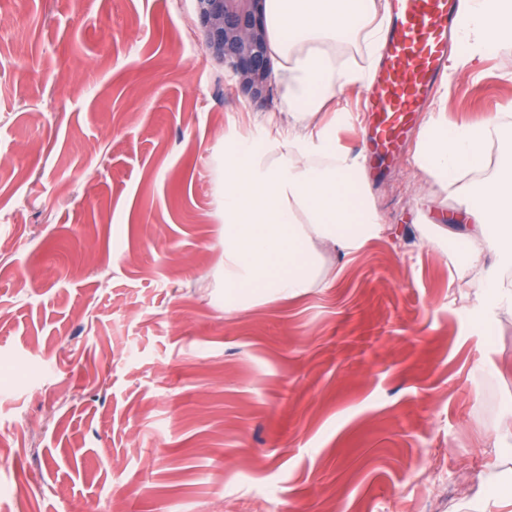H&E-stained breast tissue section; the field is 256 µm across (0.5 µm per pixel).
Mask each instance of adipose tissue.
I'll return each mask as SVG.
<instances>
[{"instance_id": "obj_1", "label": "adipose tissue", "mask_w": 512, "mask_h": 512, "mask_svg": "<svg viewBox=\"0 0 512 512\" xmlns=\"http://www.w3.org/2000/svg\"><path fill=\"white\" fill-rule=\"evenodd\" d=\"M458 30L459 70L494 49L512 45V0H463ZM381 0H267L269 46L279 59L281 104L293 129L256 146L250 134L224 141V311L260 300L296 297L334 279L327 253L347 255L380 237L384 226L372 202L356 205L349 176H363L358 157L338 147L322 109L349 86L369 85L372 68L341 61L337 42L362 40L378 55L386 32ZM512 114L496 112L472 124L431 115L416 149L418 168L457 197L456 240L462 261L483 269L476 305L485 314L512 306ZM499 164L481 182L488 145ZM493 251V268L484 254Z\"/></svg>"}]
</instances>
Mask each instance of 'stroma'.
I'll use <instances>...</instances> for the list:
<instances>
[{
  "instance_id": "stroma-1",
  "label": "stroma",
  "mask_w": 512,
  "mask_h": 512,
  "mask_svg": "<svg viewBox=\"0 0 512 512\" xmlns=\"http://www.w3.org/2000/svg\"><path fill=\"white\" fill-rule=\"evenodd\" d=\"M194 0H0V512H482L512 495V313L400 160L328 287L224 311V137L287 130ZM432 111L512 113V46Z\"/></svg>"
}]
</instances>
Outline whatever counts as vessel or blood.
Segmentation results:
<instances>
[{
	"mask_svg": "<svg viewBox=\"0 0 512 512\" xmlns=\"http://www.w3.org/2000/svg\"><path fill=\"white\" fill-rule=\"evenodd\" d=\"M388 33L367 99L352 124L369 122L368 152L378 166L398 160L448 65V47L462 18V0H391Z\"/></svg>",
	"mask_w": 512,
	"mask_h": 512,
	"instance_id": "b4317fda",
	"label": "vessel or blood"
}]
</instances>
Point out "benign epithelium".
I'll return each mask as SVG.
<instances>
[{
    "label": "benign epithelium",
    "mask_w": 512,
    "mask_h": 512,
    "mask_svg": "<svg viewBox=\"0 0 512 512\" xmlns=\"http://www.w3.org/2000/svg\"><path fill=\"white\" fill-rule=\"evenodd\" d=\"M205 48L227 65L257 102L274 91L268 53L266 0H195Z\"/></svg>",
    "instance_id": "7a95c632"
}]
</instances>
